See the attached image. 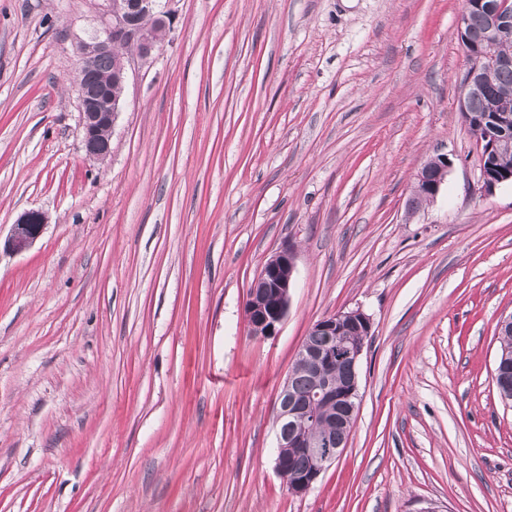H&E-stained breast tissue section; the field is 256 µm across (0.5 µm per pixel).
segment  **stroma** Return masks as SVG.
Masks as SVG:
<instances>
[{"instance_id":"35a3bbf8","label":"stroma","mask_w":512,"mask_h":512,"mask_svg":"<svg viewBox=\"0 0 512 512\" xmlns=\"http://www.w3.org/2000/svg\"><path fill=\"white\" fill-rule=\"evenodd\" d=\"M107 6L0 0V233L47 218L0 253V512H512V184L484 193L459 111L462 0H168L100 163L71 82ZM286 245L288 315L251 336ZM357 308L356 422L292 494L279 393L311 326ZM449 166L447 156H437L423 163L416 176V184L410 200L412 206L433 200L438 195L448 176ZM46 225L45 215L38 210L24 212L12 224L9 235L3 243V249L12 253H21L29 249L41 236ZM295 267V251L291 246L276 252L263 265L248 292L244 306L252 336L275 335L288 315Z\"/></svg>"}]
</instances>
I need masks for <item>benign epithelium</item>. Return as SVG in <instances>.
I'll return each mask as SVG.
<instances>
[{"instance_id":"benign-epithelium-1","label":"benign epithelium","mask_w":512,"mask_h":512,"mask_svg":"<svg viewBox=\"0 0 512 512\" xmlns=\"http://www.w3.org/2000/svg\"><path fill=\"white\" fill-rule=\"evenodd\" d=\"M165 0H108L110 18L80 48V62L73 83L80 99L82 146L85 154L97 161L106 160L112 152V129L120 111V98L112 91L91 83L100 60L112 57L111 80L124 84L129 58L113 54V44L127 42L135 46L137 55L146 58L166 34ZM483 18L485 37L471 55L460 100V112L469 123L472 115L467 103L475 96H484L492 113L493 134L504 135L512 127V101L492 94L495 76L502 67L512 65V54L500 52L501 44L512 41V0H465L459 19V32L469 29L471 19ZM149 18L152 23L143 24ZM450 162L437 156L423 163L416 176L411 205L418 206L434 199L448 176ZM483 170V189L487 194L505 183H512V174L498 171L494 160ZM46 225L45 215L38 210L24 212L12 225L3 249L21 253L41 236ZM295 273V251L286 246L276 252L262 267L250 288L244 313L250 334L267 337L276 334L288 315L290 290ZM310 332L325 336L331 345L313 347L302 344L296 360L317 376V382L306 396L294 392V374H289L279 396L277 412V447L302 448L310 458V468L301 475L290 476L283 457L275 459V471L290 492L303 494L319 479L346 447L354 427L359 397L358 369L365 342L370 336L371 320L361 309L341 311L315 322ZM338 361L347 364L350 378L341 395H336V378L328 372L329 365ZM340 403L342 411L330 416L333 431L316 433L309 427L315 420V406L323 400Z\"/></svg>"}]
</instances>
